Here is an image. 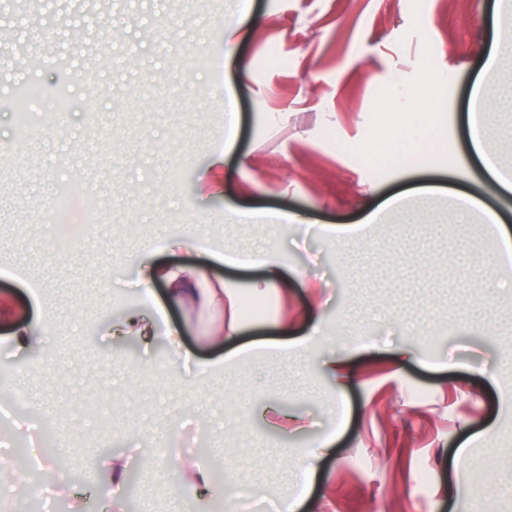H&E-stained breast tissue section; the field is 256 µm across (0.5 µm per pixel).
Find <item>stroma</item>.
I'll return each instance as SVG.
<instances>
[{
  "mask_svg": "<svg viewBox=\"0 0 512 512\" xmlns=\"http://www.w3.org/2000/svg\"><path fill=\"white\" fill-rule=\"evenodd\" d=\"M495 11L496 0H250L228 54L229 24L197 0H0L14 44L0 64V306L13 310L0 320V382L28 393L24 432L47 426L62 446L57 468L0 488V503L67 512L76 494L85 512H110L98 488L111 451L129 462L125 512H176L166 455L207 465L219 453L210 495L186 496L194 512H280L293 499L299 512H512V280L485 225L460 232L448 207L450 193H473L512 231V204L483 191L466 131ZM28 83L43 94L24 136L10 103ZM397 84L409 97L393 108ZM420 108L421 167L359 157L366 141L394 152ZM426 185L411 223H365L392 193ZM228 205L300 221L228 224ZM190 224L205 247L307 273L284 292L241 293L228 346L277 340L283 320L306 336L319 316L305 348L201 374L164 345L110 338L124 312L150 311L132 286L140 265L186 262L161 245ZM324 225L355 231L337 239ZM41 303L56 311L43 348L15 352L13 324ZM169 315L193 359L223 357L199 338L214 314ZM331 359L346 365L342 383ZM327 437L300 484L304 449Z\"/></svg>",
  "mask_w": 512,
  "mask_h": 512,
  "instance_id": "stroma-1",
  "label": "stroma"
}]
</instances>
